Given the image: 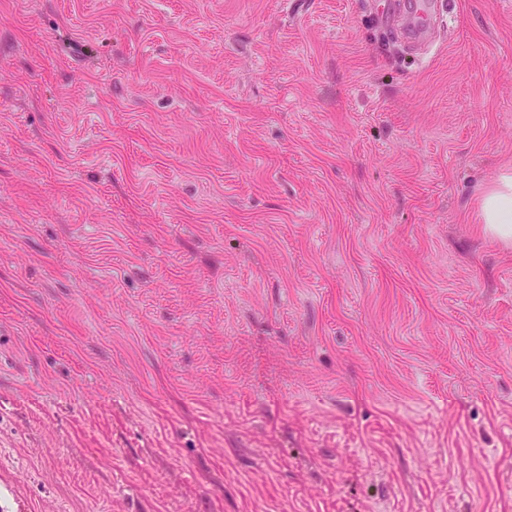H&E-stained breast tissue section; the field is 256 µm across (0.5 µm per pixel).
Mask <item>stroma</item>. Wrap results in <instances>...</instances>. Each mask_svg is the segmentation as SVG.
Returning a JSON list of instances; mask_svg holds the SVG:
<instances>
[{
  "instance_id": "stroma-1",
  "label": "stroma",
  "mask_w": 512,
  "mask_h": 512,
  "mask_svg": "<svg viewBox=\"0 0 512 512\" xmlns=\"http://www.w3.org/2000/svg\"><path fill=\"white\" fill-rule=\"evenodd\" d=\"M0 0V512H512V8ZM443 14L442 1L415 0L409 4V28L419 34L426 30L431 23ZM480 212L485 231L506 245L512 244V175L499 177L483 196Z\"/></svg>"
}]
</instances>
